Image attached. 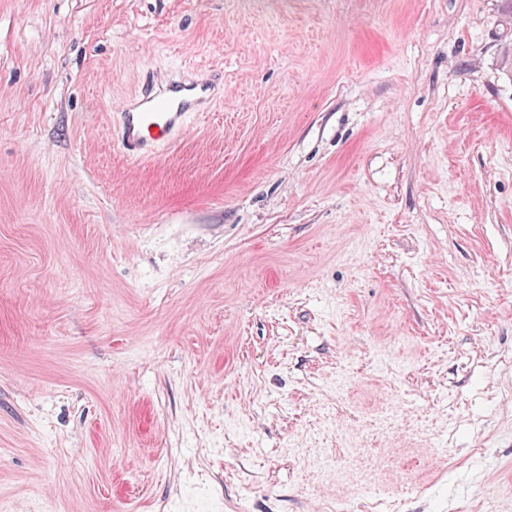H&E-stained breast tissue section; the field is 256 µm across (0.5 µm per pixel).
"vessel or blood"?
Listing matches in <instances>:
<instances>
[{
    "mask_svg": "<svg viewBox=\"0 0 512 512\" xmlns=\"http://www.w3.org/2000/svg\"><path fill=\"white\" fill-rule=\"evenodd\" d=\"M223 89L222 78L209 70L145 78L117 114L124 154L135 160L152 157L185 131L193 113L208 111Z\"/></svg>",
    "mask_w": 512,
    "mask_h": 512,
    "instance_id": "1",
    "label": "vessel or blood"
}]
</instances>
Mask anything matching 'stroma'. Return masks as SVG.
I'll return each mask as SVG.
<instances>
[{"label": "stroma", "mask_w": 512, "mask_h": 512, "mask_svg": "<svg viewBox=\"0 0 512 512\" xmlns=\"http://www.w3.org/2000/svg\"><path fill=\"white\" fill-rule=\"evenodd\" d=\"M339 503L512 512L500 0H0V512ZM223 90L222 78L210 70L170 74L163 80L146 77L116 112L123 153L135 160L152 157L185 131L193 112H207Z\"/></svg>", "instance_id": "stroma-1"}]
</instances>
